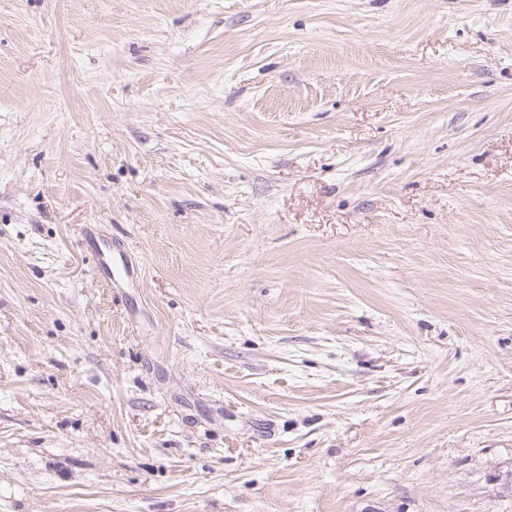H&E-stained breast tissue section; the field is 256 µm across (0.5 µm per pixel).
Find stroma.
I'll return each mask as SVG.
<instances>
[{
	"label": "stroma",
	"mask_w": 512,
	"mask_h": 512,
	"mask_svg": "<svg viewBox=\"0 0 512 512\" xmlns=\"http://www.w3.org/2000/svg\"><path fill=\"white\" fill-rule=\"evenodd\" d=\"M511 468L512 0H0V512Z\"/></svg>",
	"instance_id": "obj_1"
}]
</instances>
